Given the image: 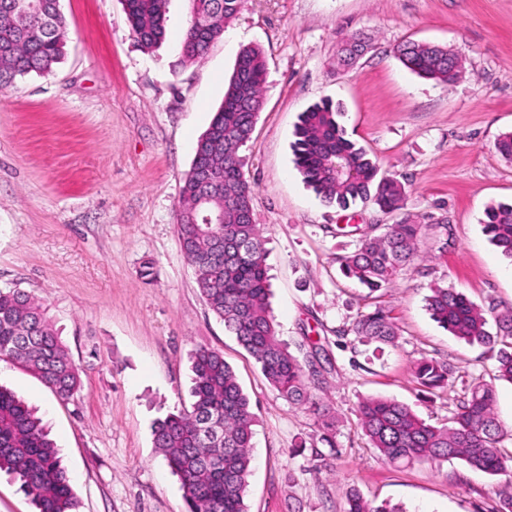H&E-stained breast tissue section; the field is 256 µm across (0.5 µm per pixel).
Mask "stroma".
<instances>
[{
    "label": "stroma",
    "mask_w": 512,
    "mask_h": 512,
    "mask_svg": "<svg viewBox=\"0 0 512 512\" xmlns=\"http://www.w3.org/2000/svg\"><path fill=\"white\" fill-rule=\"evenodd\" d=\"M66 53L53 72L0 92V289L46 309L80 370L58 399L27 367L0 358V385L36 407L68 469L79 512H189L153 446L156 419L190 402L191 352L223 353L255 414L249 512H343L348 491L403 512H497L505 476L462 461L397 466L369 447L356 413L366 397L447 422L462 383L495 390L512 452V383L494 379L492 351L460 340L426 309L432 287L512 311V259L482 230L487 206L512 201V164L495 144L512 131V0H246L202 60L182 56L189 0H170L162 44L141 48L122 0H60ZM369 48L340 66L352 32ZM427 41L464 60L452 85L422 79L394 53ZM267 59L264 108L240 150L271 276L280 338L298 357L329 362L315 398L336 417L285 401L211 313L178 240L180 191L198 139L224 98L242 47ZM342 103L347 136L406 186L404 211L424 230L419 256L372 292L339 258L359 234L394 223L373 202L322 200L294 163L301 112ZM391 309L395 345L374 351L348 329ZM434 358L462 382L431 393L414 376Z\"/></svg>",
    "instance_id": "1"
}]
</instances>
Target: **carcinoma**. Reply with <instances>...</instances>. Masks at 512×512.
Listing matches in <instances>:
<instances>
[{"label":"carcinoma","instance_id":"1","mask_svg":"<svg viewBox=\"0 0 512 512\" xmlns=\"http://www.w3.org/2000/svg\"><path fill=\"white\" fill-rule=\"evenodd\" d=\"M0 0V89L31 73L52 72L67 44V22L56 0ZM245 0H191L190 20L183 39V57L198 61L224 35ZM129 27L140 46L155 48L164 38L168 0H125ZM366 41L351 34L340 61L350 65L362 55ZM402 64L418 76L444 85L454 83L461 57L448 62V49L424 42L396 47ZM267 67L262 49L243 47L206 134L217 145L208 154L211 165L224 173V192L198 206L200 211L224 209V224L200 227L179 213L178 236L201 296L225 331L255 360L268 382L285 400L306 405L322 416L323 441L334 447L336 420L321 408L311 392L318 377L309 364L293 355L278 336L269 310L270 284L266 255L253 219L254 189L245 177L239 150L251 138L264 106ZM344 108L329 100L301 113L293 143L295 163L305 182L328 203L347 209L358 201L373 202L385 214L403 208L405 186L395 177L379 175L368 151L346 137L340 117ZM484 228L490 240L512 258V202L490 205ZM382 232L360 237L356 248L340 258L342 270L372 291L392 283L418 254L423 225L407 219L381 224ZM229 233L224 255L215 254V238ZM433 319L452 335L493 348L512 346V316L496 320L499 334L487 330L483 308L453 288L434 287L426 298ZM350 331L366 343L392 345L398 328L391 312L377 307L359 314ZM0 357L30 367L61 400L80 390L78 367L71 360L45 309L19 289L0 291ZM190 407L156 420L155 448L163 455L184 491L190 512H247L251 476L254 415L234 371L224 355L200 347L192 354ZM497 377L512 381V351L499 349ZM415 378L426 389H443L454 379L444 361L423 358ZM493 386L479 380L466 387L448 422L434 426L401 402L369 398L358 406L359 425L371 447L393 464L460 460L495 476L512 471V454L501 449L504 432L494 412ZM20 483L34 512H77L67 468L35 410L0 387V472ZM344 512H399L376 504L357 492L346 495Z\"/></svg>","mask_w":512,"mask_h":512}]
</instances>
